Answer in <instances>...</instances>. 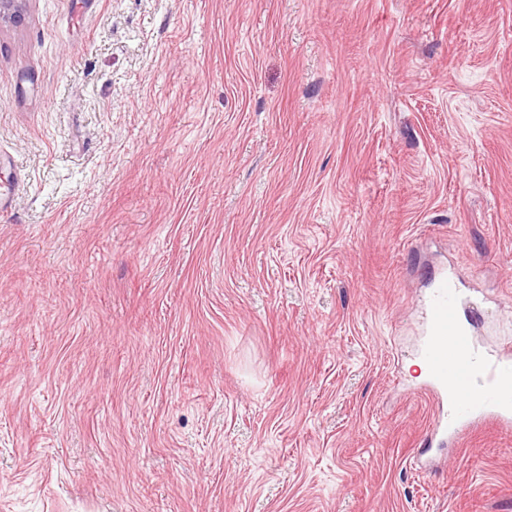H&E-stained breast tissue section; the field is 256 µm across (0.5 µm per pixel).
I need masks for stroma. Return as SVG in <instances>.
<instances>
[{"mask_svg": "<svg viewBox=\"0 0 512 512\" xmlns=\"http://www.w3.org/2000/svg\"><path fill=\"white\" fill-rule=\"evenodd\" d=\"M23 10L0 512H512L414 365L444 273L512 348V0Z\"/></svg>", "mask_w": 512, "mask_h": 512, "instance_id": "35a3bbf8", "label": "stroma"}]
</instances>
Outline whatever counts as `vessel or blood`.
<instances>
[{"label": "vessel or blood", "mask_w": 512, "mask_h": 512, "mask_svg": "<svg viewBox=\"0 0 512 512\" xmlns=\"http://www.w3.org/2000/svg\"><path fill=\"white\" fill-rule=\"evenodd\" d=\"M459 308V284L443 276L426 304L427 336L420 351L431 392L447 399L446 410L432 422L433 433L453 441L483 421L512 425V354L479 350Z\"/></svg>", "instance_id": "1"}]
</instances>
